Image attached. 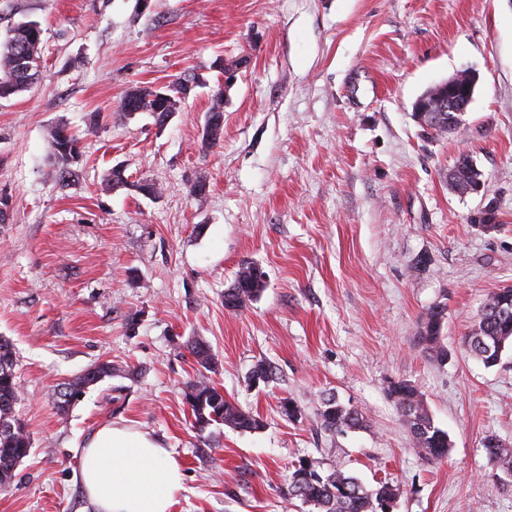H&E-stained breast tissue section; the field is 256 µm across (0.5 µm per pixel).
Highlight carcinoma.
<instances>
[{"mask_svg": "<svg viewBox=\"0 0 512 512\" xmlns=\"http://www.w3.org/2000/svg\"><path fill=\"white\" fill-rule=\"evenodd\" d=\"M42 30L34 21L23 22L13 28L11 36L0 46V98L21 92L38 75L41 59ZM27 60L26 68L19 67V59ZM426 101L434 104L432 120L427 129L437 137L455 133L461 127V116L456 112L459 100L433 86L428 89ZM121 109L132 113L137 110L155 115L162 125L163 114L171 112V105L160 107L153 99V91L139 88L128 92L121 101ZM224 124V94L218 91L208 112V122L202 132V141L208 147L218 144ZM51 159L56 179L64 183L72 174L71 167L78 161L74 151L79 140L55 127L49 132ZM481 173L472 161L463 157L448 173L451 189L464 191L480 179ZM256 265L244 262L231 287L224 290V308L240 311L257 300L266 288V280L254 275ZM445 309L436 305L429 309L420 327L418 346L430 357L443 361L448 349L442 342ZM463 345L473 358L486 367L499 364V350L512 346V287L501 288L484 302L473 329L465 336ZM190 353L205 370H213L214 356L210 346L202 340L190 343ZM17 356L10 340L0 337V486L16 477L20 462L30 453L32 443L22 420L16 415L20 386L16 376ZM114 368L108 362L94 363L76 377L63 383L56 393V407L62 414L71 406L66 394L80 396L85 389L112 376ZM184 397L194 416L195 424L204 429L210 425H224L240 432H256L264 428L263 420L224 398V392L204 374L188 381ZM389 397L406 423L419 456L430 463L448 457V433L434 425L423 395L407 380L397 381L389 387ZM321 427L333 434H344L363 426L364 415L357 407L340 402L335 395L322 399L319 413ZM488 464L507 476H512V448L496 441L492 436L483 442ZM400 488L389 482H380L374 488L366 487L359 478L340 467L327 470L314 461L303 458L288 475L284 496L300 500L316 512H379L381 501L398 497Z\"/></svg>", "mask_w": 512, "mask_h": 512, "instance_id": "1", "label": "carcinoma"}]
</instances>
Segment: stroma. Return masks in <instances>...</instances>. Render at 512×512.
Returning a JSON list of instances; mask_svg holds the SVG:
<instances>
[{"instance_id": "35a3bbf8", "label": "stroma", "mask_w": 512, "mask_h": 512, "mask_svg": "<svg viewBox=\"0 0 512 512\" xmlns=\"http://www.w3.org/2000/svg\"><path fill=\"white\" fill-rule=\"evenodd\" d=\"M30 20L40 77L0 98V337L32 449L0 512H96L77 448L112 422L180 464L171 512H308L283 495L302 458L399 486L394 512H512V477L483 450L489 435L512 446V348L487 368L461 347L485 299L512 286V0H0V41ZM241 57L225 84L221 62ZM464 69L479 75L465 123L435 137L415 102ZM186 74L198 83L167 124L121 111L130 90ZM219 91L224 131L208 147ZM57 126L81 140L64 187ZM462 157L479 192L448 185ZM145 178L158 196L137 191ZM245 261L267 286L232 312L224 291ZM436 305L442 362L417 345ZM195 339L215 355L209 378L264 429L197 431ZM103 361L116 375L60 414L56 384ZM261 361L273 379L255 387ZM399 380L447 432L446 460L416 452L388 396ZM329 393L363 429L321 428ZM208 121L202 132V141L208 147L218 144L223 133L224 124V94L217 92L213 96L212 105L208 112Z\"/></svg>"}]
</instances>
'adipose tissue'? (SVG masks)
I'll return each mask as SVG.
<instances>
[{
  "mask_svg": "<svg viewBox=\"0 0 512 512\" xmlns=\"http://www.w3.org/2000/svg\"><path fill=\"white\" fill-rule=\"evenodd\" d=\"M79 478L97 512H170L184 473L148 432L111 423L78 448Z\"/></svg>",
  "mask_w": 512,
  "mask_h": 512,
  "instance_id": "obj_1",
  "label": "adipose tissue"
}]
</instances>
